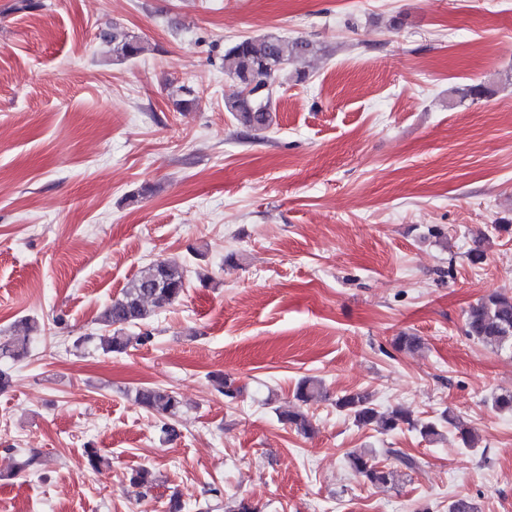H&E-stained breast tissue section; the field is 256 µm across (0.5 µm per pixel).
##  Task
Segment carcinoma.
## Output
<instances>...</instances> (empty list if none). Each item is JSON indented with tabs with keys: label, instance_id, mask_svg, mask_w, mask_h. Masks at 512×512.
Wrapping results in <instances>:
<instances>
[{
	"label": "carcinoma",
	"instance_id": "1",
	"mask_svg": "<svg viewBox=\"0 0 512 512\" xmlns=\"http://www.w3.org/2000/svg\"><path fill=\"white\" fill-rule=\"evenodd\" d=\"M112 41V51L120 60L138 57L143 43L117 23L107 34ZM318 52L317 44L303 37L288 38L267 35L245 38L224 51V72L243 85L239 95L225 104L239 125L250 131H262L270 127L272 85L279 71L287 66L297 67V78L302 80L306 72L299 69L308 58ZM187 269L183 264L169 259H157L143 266L138 276L124 289L122 296L111 301L102 311L99 322L104 333L78 338L76 343L97 340V347L105 354L120 353L131 344L143 345L151 340L148 332L135 336L124 335V330L135 327L150 314L173 305L185 288ZM465 333L487 347L499 349L512 346V294L493 291L469 307L465 318ZM28 354L27 343L6 340L0 342V356L12 359ZM327 392L322 382L305 378L297 387V404L279 413L280 419L293 425L304 434L314 427L302 406L325 399ZM136 401L156 412L163 419L162 429L169 437L177 435L173 420L180 411V400L175 392L164 388L144 389L137 393ZM336 408L353 418L359 426H372L387 434L407 428L417 431L421 437L435 441L442 436L443 425H448L464 448H475L479 435L463 417L447 410L434 420L413 417L407 410L398 407L381 411L367 391L345 393L336 398ZM398 465L387 468L376 461L374 450L360 448L346 455L349 470L365 482L376 487L396 485L401 469L414 471L418 460L409 455H395Z\"/></svg>",
	"mask_w": 512,
	"mask_h": 512
}]
</instances>
